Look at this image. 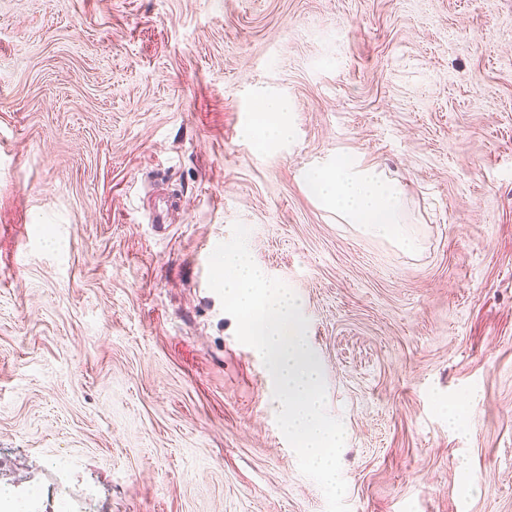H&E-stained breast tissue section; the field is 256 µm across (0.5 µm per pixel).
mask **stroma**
I'll list each match as a JSON object with an SVG mask.
<instances>
[{"mask_svg": "<svg viewBox=\"0 0 512 512\" xmlns=\"http://www.w3.org/2000/svg\"><path fill=\"white\" fill-rule=\"evenodd\" d=\"M349 154L417 252L310 196ZM237 222L309 322L350 512H512V0H0V505L326 512L208 287ZM257 112L267 115V120L255 128V133L263 145L280 144L292 134L286 115L288 104L277 98H264L258 102Z\"/></svg>", "mask_w": 512, "mask_h": 512, "instance_id": "35a3bbf8", "label": "stroma"}]
</instances>
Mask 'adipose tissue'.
<instances>
[{"mask_svg":"<svg viewBox=\"0 0 512 512\" xmlns=\"http://www.w3.org/2000/svg\"><path fill=\"white\" fill-rule=\"evenodd\" d=\"M258 109L267 116L255 129L262 144L287 141L292 134L287 103L264 98ZM305 181L318 205L340 222L360 225L365 234L393 242L404 251L417 250L418 239L402 216L404 189L377 166L359 157L340 156L311 168Z\"/></svg>","mask_w":512,"mask_h":512,"instance_id":"ef3b65f1","label":"adipose tissue"}]
</instances>
